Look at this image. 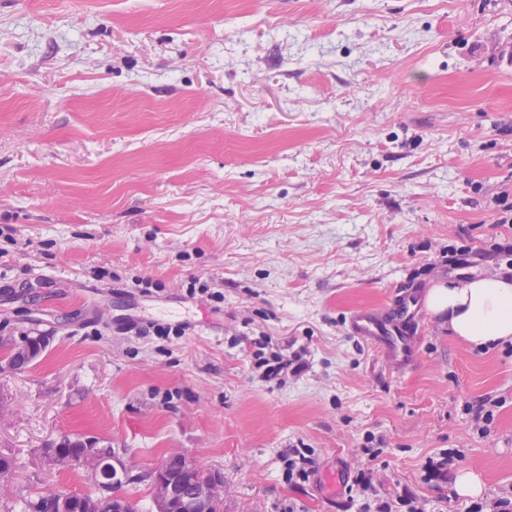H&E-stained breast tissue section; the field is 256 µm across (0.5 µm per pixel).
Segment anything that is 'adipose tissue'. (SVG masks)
Instances as JSON below:
<instances>
[{"label": "adipose tissue", "instance_id": "adipose-tissue-1", "mask_svg": "<svg viewBox=\"0 0 512 512\" xmlns=\"http://www.w3.org/2000/svg\"><path fill=\"white\" fill-rule=\"evenodd\" d=\"M425 304L447 321L448 332L478 349L512 341V282L498 275L440 283L427 292Z\"/></svg>", "mask_w": 512, "mask_h": 512}]
</instances>
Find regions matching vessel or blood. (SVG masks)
<instances>
[{"label": "vessel or blood", "instance_id": "vessel-or-blood-1", "mask_svg": "<svg viewBox=\"0 0 512 512\" xmlns=\"http://www.w3.org/2000/svg\"><path fill=\"white\" fill-rule=\"evenodd\" d=\"M409 316V306L404 301L395 305L388 316L361 310L351 316L350 330L356 336L384 345L396 361L409 367L415 362V348L402 326Z\"/></svg>", "mask_w": 512, "mask_h": 512}]
</instances>
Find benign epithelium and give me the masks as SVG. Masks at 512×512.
<instances>
[{"mask_svg": "<svg viewBox=\"0 0 512 512\" xmlns=\"http://www.w3.org/2000/svg\"><path fill=\"white\" fill-rule=\"evenodd\" d=\"M15 350V360L6 363L12 369L22 365L31 355L28 335L10 339ZM74 437L64 434L50 442V459L53 463H68L85 469L88 478L96 485L99 496L89 504L88 512H128L125 501L112 496V485L131 477V467L119 452L96 448L97 441L84 439L86 450L79 454H67L64 449L72 446ZM170 458L179 462L180 473H171L163 464L150 473L149 490L156 512H213L214 507L224 502V481L219 477L197 486L191 495H186L184 480L199 468L189 457L175 453ZM41 503L47 512H71L74 498L56 495L53 491L43 494Z\"/></svg>", "mask_w": 512, "mask_h": 512, "instance_id": "obj_1", "label": "benign epithelium"}]
</instances>
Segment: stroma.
<instances>
[{
    "label": "stroma",
    "instance_id": "35a3bbf8",
    "mask_svg": "<svg viewBox=\"0 0 512 512\" xmlns=\"http://www.w3.org/2000/svg\"><path fill=\"white\" fill-rule=\"evenodd\" d=\"M507 205L512 0H0V336L49 338L0 370V512L95 493L43 458L62 433L141 477L185 454L224 512H360L359 469L393 512H464L423 479L448 450L481 502L512 497V343L470 349L423 306L512 278ZM399 295L421 304L410 368L348 327ZM299 352L307 371L263 378Z\"/></svg>",
    "mask_w": 512,
    "mask_h": 512
}]
</instances>
